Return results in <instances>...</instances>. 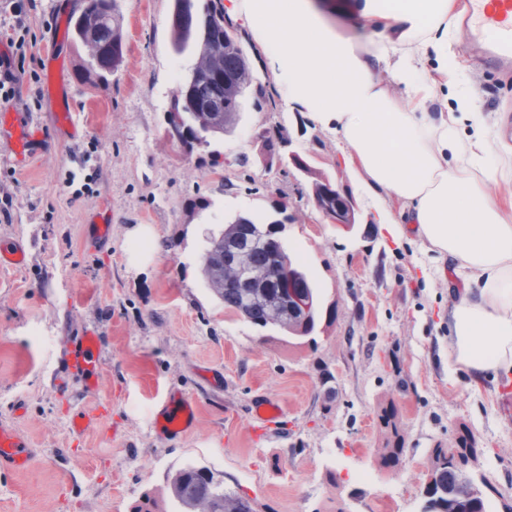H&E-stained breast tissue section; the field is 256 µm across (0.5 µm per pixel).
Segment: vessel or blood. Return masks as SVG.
Listing matches in <instances>:
<instances>
[{"mask_svg": "<svg viewBox=\"0 0 512 512\" xmlns=\"http://www.w3.org/2000/svg\"><path fill=\"white\" fill-rule=\"evenodd\" d=\"M464 35L479 50L486 63L495 69H512V0H467ZM45 93L55 110V127L65 136L74 137L79 128L74 120L71 85L63 64L50 66ZM0 144L7 157L18 167L25 166L37 153L46 151L48 141L43 127L30 113L14 105H0ZM100 338L92 329H84L70 346L67 376L58 380L67 388L69 378H77L83 390L95 391L100 382ZM281 407L264 394L254 396L251 415L255 424L263 425L281 416ZM196 423L195 403L182 393L174 392L155 412L158 431L180 435ZM30 443L12 425L0 423V470H26L33 462Z\"/></svg>", "mask_w": 512, "mask_h": 512, "instance_id": "vessel-or-blood-1", "label": "vessel or blood"}]
</instances>
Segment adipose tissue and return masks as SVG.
I'll return each mask as SVG.
<instances>
[{
  "mask_svg": "<svg viewBox=\"0 0 512 512\" xmlns=\"http://www.w3.org/2000/svg\"><path fill=\"white\" fill-rule=\"evenodd\" d=\"M269 50L285 109L335 132L357 171L401 205L391 233L413 224L436 271L463 280L448 355L473 383L512 373V196L489 189V155L512 156L500 123L470 97L448 98L458 60L448 44L455 0H343L366 45L326 28L312 0H231ZM387 70L404 89L377 79Z\"/></svg>",
  "mask_w": 512,
  "mask_h": 512,
  "instance_id": "obj_1",
  "label": "adipose tissue"
}]
</instances>
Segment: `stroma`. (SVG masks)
<instances>
[{
	"label": "stroma",
	"instance_id": "35a3bbf8",
	"mask_svg": "<svg viewBox=\"0 0 512 512\" xmlns=\"http://www.w3.org/2000/svg\"><path fill=\"white\" fill-rule=\"evenodd\" d=\"M58 0H37L27 20L33 87L43 64L63 56L74 89L77 139L60 138L49 100L30 111L52 142L23 168L0 152V241L20 242L25 266L0 271V421L33 443L34 461L0 472V512H173L167 476L194 464L223 474L257 512H420L432 448L468 430L481 449L478 473L493 487L492 512L512 504V418L500 410L504 377L473 384L448 359L454 272L425 278L431 259L413 226L393 238L376 223L377 203L399 211L341 153L333 132L285 111L265 48L238 14V38L263 97L247 94L239 121L210 147L166 134L176 88L193 52L171 46L172 0H121L123 62L110 81L82 83L87 53L55 34ZM458 92L485 112L512 113V75L488 69L456 39ZM280 144L265 165L261 132ZM300 155L351 195L357 222L331 223L315 207ZM110 210V236L94 248L84 226ZM283 224L319 292L314 340H289L227 312L206 287L202 255L211 234L236 216ZM101 338V383L62 393L54 385L82 328ZM224 386L203 388L202 366ZM263 391L283 410L255 427L250 401ZM194 399L190 434L161 435L154 410L169 393ZM395 403L405 452L394 469L375 454ZM99 409V428L74 435L80 409Z\"/></svg>",
	"mask_w": 512,
	"mask_h": 512
}]
</instances>
